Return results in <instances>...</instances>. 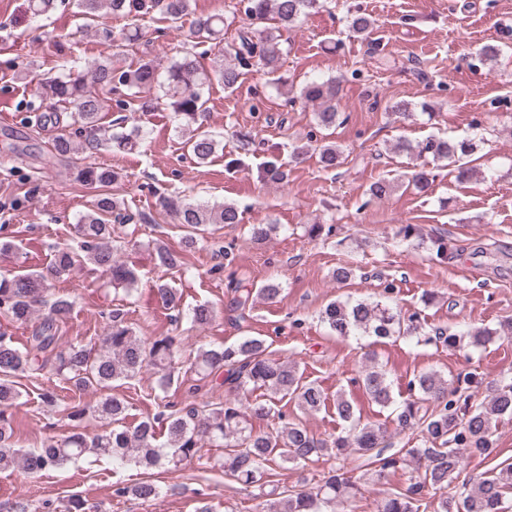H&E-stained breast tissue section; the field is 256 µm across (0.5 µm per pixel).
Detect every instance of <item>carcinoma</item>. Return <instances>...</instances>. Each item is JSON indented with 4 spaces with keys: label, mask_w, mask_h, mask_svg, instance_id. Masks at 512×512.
Listing matches in <instances>:
<instances>
[{
    "label": "carcinoma",
    "mask_w": 512,
    "mask_h": 512,
    "mask_svg": "<svg viewBox=\"0 0 512 512\" xmlns=\"http://www.w3.org/2000/svg\"><path fill=\"white\" fill-rule=\"evenodd\" d=\"M74 5L91 20L103 12L127 20L121 40L128 43L140 39L138 21L154 11L165 15L174 25L192 13V0H74ZM322 7V0H237L235 9L247 20H272L274 25L259 31L242 27L237 40L224 47V58L210 72L201 67L195 49L202 43L219 44L224 40L226 18L221 13L195 21V42L182 48L180 60L170 66L163 79L151 60L126 65L108 59L96 61L82 71L63 64L55 76L42 83L44 97L62 106L66 113V123L51 143L52 158L71 164L76 180L94 195L91 208L75 226L80 238L79 250L57 246L45 267L23 275L0 276L1 315L25 325L37 313V306H47V312L39 318L23 347L15 346L11 337L0 333V471L21 468L29 474H39L62 469L91 454H107L115 462L144 469L177 470L200 455L206 444L222 449L221 454L213 457V468L245 485L260 482L270 465L277 461L304 466L314 456L372 459L379 465L380 476L399 466V455H384V450L392 447V434L380 426L362 422L354 403L340 391L336 393L334 409L346 427L336 437L317 439L302 424L290 420L268 432L255 430L251 419L269 416L270 403L276 400L289 398L300 411L314 413L325 406L327 395L320 385L302 381L290 362L271 358L266 341L253 336L232 344L202 347L194 364L205 377L223 374V383L235 393L265 390L267 402L229 396L222 403L190 404L168 414L148 416L130 426L127 424L129 403L112 394L113 384L131 380L148 367L161 373L162 385L171 384L175 359L180 352L176 337L143 339L135 335L125 324L120 310L115 309L109 315L103 349L94 352L78 341L61 347L58 324L71 314L73 301L67 296L46 300L52 282L83 263L108 274L112 287L127 294L139 280L134 267L117 259L125 244L124 223L131 220L125 214L124 203L110 191L118 180V172L105 164H78L74 155L81 147L72 139L68 128L74 126L85 135L84 147L89 150L111 146L130 149L141 139L142 129L137 125L124 131L128 122L125 116L115 121L121 131L106 137L101 135L99 120L106 95H121L116 100V107L121 111L136 108L150 112L164 105L175 121L190 129L184 145L190 159L205 164L218 152L221 141L209 131L192 128L198 115L207 111L203 86L217 79L224 88L233 90L242 75L241 69L249 66L273 77L274 83H281L283 77L277 75L283 55L280 30L303 22ZM28 8L32 17L38 19L55 10L56 0H29ZM347 28L354 36L367 40L373 34L375 20L372 15L357 11L347 16ZM299 98L316 108L313 112L316 126L336 125L340 109L336 79L306 83ZM482 142V138L432 135L416 145L400 141L394 150L430 157L434 162L446 161L452 166L456 181L465 183L473 174L466 159L475 154ZM319 155L327 169L340 164L341 154L333 145L321 146ZM161 205L177 223L187 228L184 247L188 249L204 238L210 225L238 223V211L232 203L209 205L166 198ZM155 261L165 269L183 266L180 253L161 244L155 247ZM155 291L167 308H180V296L168 283L157 282ZM232 291L235 296L229 311L243 319L255 300L271 301L280 288L267 283L244 291L238 284ZM394 293L390 282L383 288L380 300L331 301L321 311V321L342 338L410 337L418 344L450 349L480 348L497 336L512 335V323L495 329H460L452 333L442 327L428 328L419 313L406 315L393 306ZM188 317L194 326L204 328L215 320L216 313L207 305H198L188 311ZM47 367L75 392L101 393L90 411L72 407L67 413L70 419L81 420L90 414L106 421L110 429L92 438L72 432L61 438H50L38 448L26 451L16 448L7 415L21 397L16 378ZM353 382L361 385L376 405L391 409L393 421L400 430H409L419 438V445L407 450V454L417 461L422 472L405 490L384 498L378 512H427L431 506L434 512H508L505 497L512 490V464L496 467L476 479H462L460 473L464 459H487L495 453L497 423L512 418V382L498 387L486 403L474 402L473 389L481 385L474 373L454 380L438 371L418 373L408 383V397L400 402L393 395L387 372L375 363L360 370ZM161 435L165 437L162 443L158 442ZM357 491V484L346 472L331 469L311 488L281 493L272 488L262 512H335L336 502L356 498ZM116 493L146 502L158 498L161 488L151 480H144L119 487Z\"/></svg>",
    "instance_id": "carcinoma-1"
}]
</instances>
